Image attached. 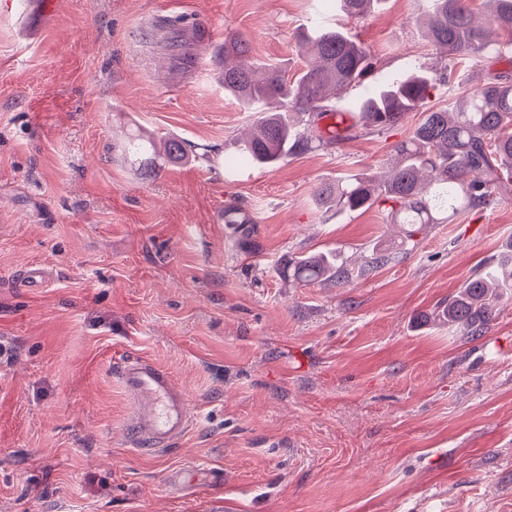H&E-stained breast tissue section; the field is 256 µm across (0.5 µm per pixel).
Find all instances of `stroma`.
<instances>
[{"label": "stroma", "instance_id": "stroma-1", "mask_svg": "<svg viewBox=\"0 0 512 512\" xmlns=\"http://www.w3.org/2000/svg\"><path fill=\"white\" fill-rule=\"evenodd\" d=\"M426 0L364 19L334 0H56L0 11V512H512V295L484 336L417 326L512 243V191L406 240L390 206L318 207L324 182L387 174L420 113L362 126L354 86L330 98L342 140L273 169L227 170L254 113L218 78L190 82L157 21H204L215 46L295 79L296 35L338 24L376 62L452 69L432 101L512 62L446 56L422 35ZM181 160L141 174L131 131ZM397 262L344 288L288 280L290 258L374 244ZM46 279L30 283L27 268ZM168 369L196 420L163 455L130 450L115 362ZM202 476L171 486L174 469Z\"/></svg>", "mask_w": 512, "mask_h": 512}]
</instances>
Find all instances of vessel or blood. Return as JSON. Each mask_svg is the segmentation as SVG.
Returning <instances> with one entry per match:
<instances>
[{"label": "vessel or blood", "mask_w": 512, "mask_h": 512, "mask_svg": "<svg viewBox=\"0 0 512 512\" xmlns=\"http://www.w3.org/2000/svg\"><path fill=\"white\" fill-rule=\"evenodd\" d=\"M192 34L194 50L185 55V63L200 74L216 71L215 61L207 53L209 24L197 23ZM114 374L128 403L125 433L134 451L155 456L186 435L193 411L169 371L149 359L127 357L116 364Z\"/></svg>", "instance_id": "obj_1"}]
</instances>
